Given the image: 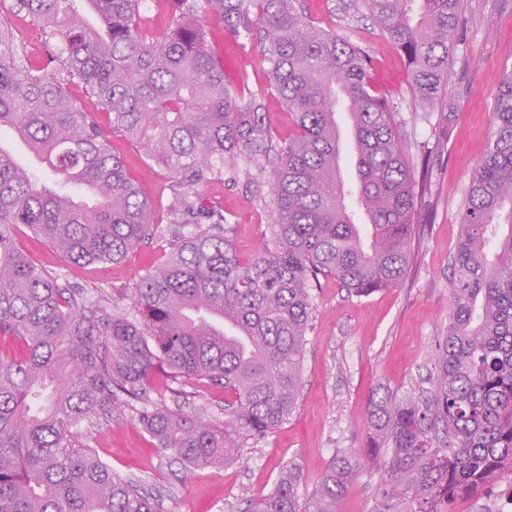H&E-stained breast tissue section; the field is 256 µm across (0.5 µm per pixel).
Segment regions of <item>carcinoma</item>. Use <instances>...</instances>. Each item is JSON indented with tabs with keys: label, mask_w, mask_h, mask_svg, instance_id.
I'll list each match as a JSON object with an SVG mask.
<instances>
[{
	"label": "carcinoma",
	"mask_w": 512,
	"mask_h": 512,
	"mask_svg": "<svg viewBox=\"0 0 512 512\" xmlns=\"http://www.w3.org/2000/svg\"><path fill=\"white\" fill-rule=\"evenodd\" d=\"M142 0H13L10 13L36 28L32 59L0 21V129L59 177L47 184L0 143V512H158L138 480L97 458L84 423L136 419L186 469L234 462L241 441L265 438L294 408L302 382L312 291L333 278L355 296L394 288L410 267L416 181L396 110L371 82L359 44L313 25L298 0H171L156 31ZM464 0H360L408 61L412 99L438 106L433 133L447 140L445 103L454 33ZM232 37L263 34L269 89L295 127L273 137L260 99L224 83L207 49L208 24ZM81 87L87 109L71 93ZM344 108L356 180L343 176ZM488 149L459 211L450 264L448 333L435 347L422 392L372 399L365 455L374 512H453L463 493L512 498V62L503 64ZM106 121H101V118ZM121 136L174 175L158 214L141 197ZM269 186L265 242L242 261L224 236L223 207L200 187ZM27 227L71 264L119 263L145 239L171 251L132 289L131 305L79 304L81 292L40 269L14 245ZM196 393L204 381L231 399L224 421L170 408L151 396L155 373ZM354 474L333 459L300 507L290 466L251 512H338Z\"/></svg>",
	"instance_id": "cac0c4a2"
}]
</instances>
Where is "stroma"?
<instances>
[{"label":"stroma","instance_id":"stroma-1","mask_svg":"<svg viewBox=\"0 0 512 512\" xmlns=\"http://www.w3.org/2000/svg\"><path fill=\"white\" fill-rule=\"evenodd\" d=\"M356 0H300L319 27L360 44L372 60L374 85L394 103L396 119L412 145V165L421 147H432L434 164L429 210L432 222L414 245L415 256L403 283L367 297L349 295L333 279L313 293V312L304 349L302 386L288 418L264 439L244 443L229 465L188 470L158 448L134 413L85 432L86 441L114 472L141 480L159 496L160 512H248L246 497L268 494L283 468L295 464L298 495L307 499L335 456H351L358 469L340 512H372V465L364 455V427L373 397L388 388L398 393L423 385L438 336L448 329L449 264L460 233L458 212L469 180L486 153L492 129L493 95L506 57L512 55V0H464L455 34V60L448 71V109L456 117L447 145H434L437 114L408 93V63L402 51L380 35ZM209 47L224 65V79L244 93L264 97L266 120L277 139L293 124L283 101L268 93L267 68L257 40L239 45L213 27ZM123 157L144 197L159 201L174 181L145 152L123 137L110 140ZM205 198L219 202L228 219L226 234L240 259L253 258L271 222V207L259 204L240 185L212 181ZM13 239L39 267L83 288L86 304L109 305L116 292L135 288L140 277L163 260L162 239L137 244L118 264L73 266L63 254L26 227Z\"/></svg>","mask_w":512,"mask_h":512}]
</instances>
